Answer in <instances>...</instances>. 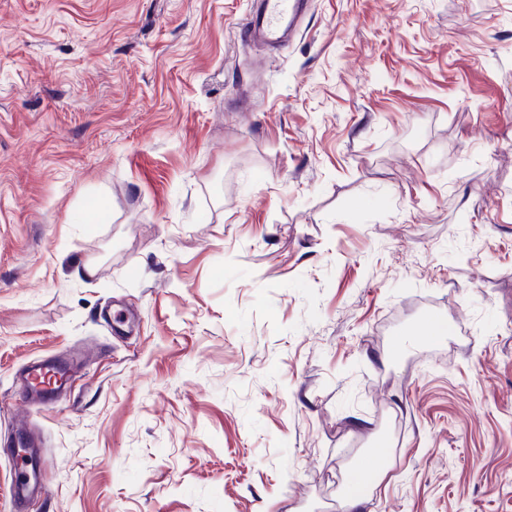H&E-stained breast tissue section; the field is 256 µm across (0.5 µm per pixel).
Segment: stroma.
<instances>
[{
  "instance_id": "stroma-1",
  "label": "stroma",
  "mask_w": 512,
  "mask_h": 512,
  "mask_svg": "<svg viewBox=\"0 0 512 512\" xmlns=\"http://www.w3.org/2000/svg\"><path fill=\"white\" fill-rule=\"evenodd\" d=\"M255 5L0 0V512H512V0ZM303 0H263L256 13L244 22L240 39L244 45L258 37L271 45H284L282 29L285 22L294 25L302 13ZM285 46V45H284ZM63 371L70 372L67 364L53 362L38 365L29 372L27 385L21 397L23 401L20 402L22 413L18 420L19 424L24 423L27 405L55 404L61 400L67 385L64 383L60 384L58 379L59 373L57 372L62 373ZM22 469L12 489V499L16 508H22L29 500L40 497L44 493L45 484L41 467L30 466L27 460L17 457ZM383 478L382 471L376 466L361 465L346 476V489L342 500L345 512H362L365 502L364 489L376 487Z\"/></svg>"
}]
</instances>
